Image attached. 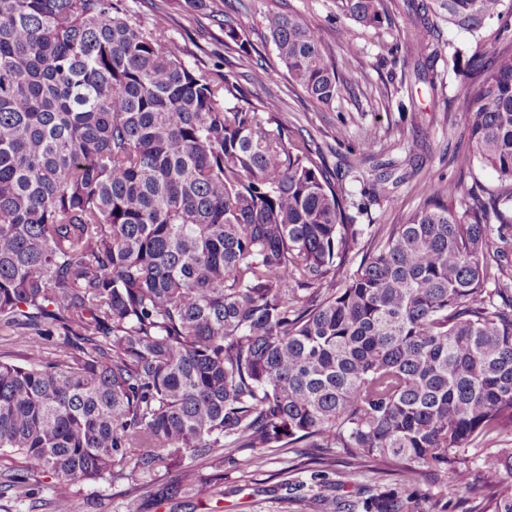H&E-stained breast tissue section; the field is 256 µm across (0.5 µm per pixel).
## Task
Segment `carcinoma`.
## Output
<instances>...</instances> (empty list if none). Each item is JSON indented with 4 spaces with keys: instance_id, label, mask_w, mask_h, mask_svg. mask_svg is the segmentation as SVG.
Listing matches in <instances>:
<instances>
[{
    "instance_id": "carcinoma-1",
    "label": "carcinoma",
    "mask_w": 512,
    "mask_h": 512,
    "mask_svg": "<svg viewBox=\"0 0 512 512\" xmlns=\"http://www.w3.org/2000/svg\"><path fill=\"white\" fill-rule=\"evenodd\" d=\"M276 58L312 101L340 76L316 27L270 0ZM503 0H424L406 54L435 78L434 19L472 33ZM367 28L386 0H341ZM467 60L459 100L498 189L457 209L429 188L403 224L351 222L321 153L278 103L231 72L188 67L169 18L122 0H0V495L163 469L167 502L224 483L227 448H321L378 473L442 469L470 488L466 449L512 437V302L488 284L512 260V38ZM225 46L253 47L230 21ZM496 221L498 227L491 226ZM358 268L337 278L363 235ZM58 335L61 353L43 359ZM482 512H512V448L478 463Z\"/></svg>"
}]
</instances>
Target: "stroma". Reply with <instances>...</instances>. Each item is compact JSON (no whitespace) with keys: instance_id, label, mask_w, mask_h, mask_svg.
Wrapping results in <instances>:
<instances>
[{"instance_id":"35a3bbf8","label":"stroma","mask_w":512,"mask_h":512,"mask_svg":"<svg viewBox=\"0 0 512 512\" xmlns=\"http://www.w3.org/2000/svg\"><path fill=\"white\" fill-rule=\"evenodd\" d=\"M142 24H151L156 8L166 9L169 36L190 68L220 83L233 68L256 99L279 103L290 130L312 139L330 167L342 174L341 187L357 224H401L423 202L428 186H457L465 198L472 184L492 190L496 174L480 165L460 172L458 159L469 150L463 117L456 104L465 84V65L456 54L489 53V39L435 22L433 45L439 51L435 87L409 77L403 51L412 17L396 10L392 24L366 28L349 19L337 0H286L289 12L313 23L336 57L343 84L336 99L322 105L292 87L277 67L274 46L264 26L269 0H124ZM232 21L261 55L262 66L239 59L224 46V23ZM419 138L418 171L386 197L371 194L376 163L403 161L408 141ZM309 448H255L233 451L224 463V482L202 484L184 498L156 504L150 491L165 472L134 473L118 482H89L73 487L76 512H364V500L393 497L399 512H477V491L449 486L447 477L427 470L405 478L376 473L359 465L326 469L312 464ZM139 485L138 498L128 496Z\"/></svg>"}]
</instances>
